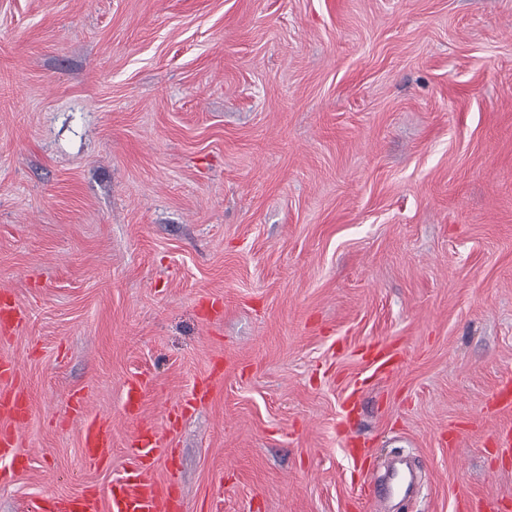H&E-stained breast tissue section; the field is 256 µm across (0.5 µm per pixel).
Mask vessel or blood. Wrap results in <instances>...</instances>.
<instances>
[{
    "label": "vessel or blood",
    "instance_id": "obj_1",
    "mask_svg": "<svg viewBox=\"0 0 512 512\" xmlns=\"http://www.w3.org/2000/svg\"><path fill=\"white\" fill-rule=\"evenodd\" d=\"M20 305L10 294L0 292V339L12 336L24 324ZM394 355L391 349L373 344L368 364L376 374L390 372ZM146 397V385L136 379L124 389L123 405L126 415L137 419L138 426L129 444L132 466L125 475L113 479L104 490L82 489L62 497L48 498L50 512H182L174 486L149 478L160 457L168 451V440L153 424L140 421L139 415ZM32 411L26 386L18 380L17 364L13 357L0 355V482L12 480L24 471L28 453L20 444V433ZM80 445L85 458L96 465L112 457V424L103 417L85 421ZM411 478L402 476L396 486L366 482L364 491L375 512H385L394 491H410Z\"/></svg>",
    "mask_w": 512,
    "mask_h": 512
}]
</instances>
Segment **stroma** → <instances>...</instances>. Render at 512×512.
I'll return each instance as SVG.
<instances>
[{
	"label": "stroma",
	"mask_w": 512,
	"mask_h": 512,
	"mask_svg": "<svg viewBox=\"0 0 512 512\" xmlns=\"http://www.w3.org/2000/svg\"><path fill=\"white\" fill-rule=\"evenodd\" d=\"M0 291L33 405L0 512L122 476L137 377L187 512H372L397 454L396 512H512V0H0ZM25 317L20 305L10 294L0 292V339L12 336L24 324ZM395 355L391 349L379 343L373 344L369 350L368 365L373 371V375L391 372ZM146 384L143 379L131 380L124 388L123 405L126 415L137 419L146 397ZM80 445L85 458L92 464L102 465L112 458V424L103 417L87 419ZM365 494L369 497L375 511H386V505L393 494V488L390 484L381 485L376 481H365Z\"/></svg>",
	"instance_id": "1"
}]
</instances>
